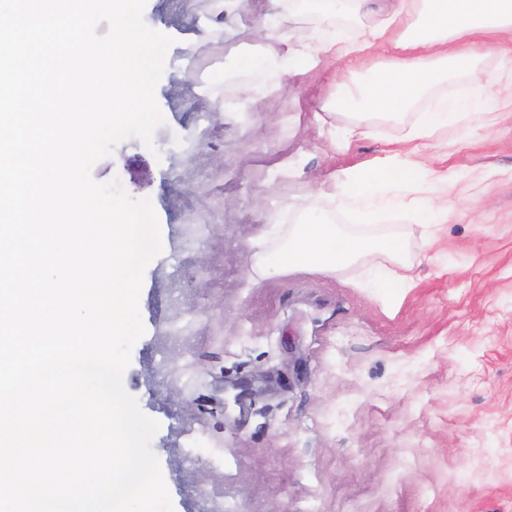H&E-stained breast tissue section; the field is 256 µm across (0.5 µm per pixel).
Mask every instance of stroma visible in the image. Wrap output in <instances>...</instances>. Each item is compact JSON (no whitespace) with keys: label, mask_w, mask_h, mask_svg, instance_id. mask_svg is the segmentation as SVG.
I'll list each match as a JSON object with an SVG mask.
<instances>
[{"label":"stroma","mask_w":512,"mask_h":512,"mask_svg":"<svg viewBox=\"0 0 512 512\" xmlns=\"http://www.w3.org/2000/svg\"><path fill=\"white\" fill-rule=\"evenodd\" d=\"M259 0H146L173 39L144 145L118 143L91 169L156 213L162 252L145 268L126 390L156 420L151 442L173 512H512V119L432 147L461 175V205L424 249L425 225L378 231L407 246L414 288L383 304L353 264L333 278L260 275L301 215L290 203L332 171L378 155L403 123L332 150V71L288 79L270 113L232 106L262 76L242 67V24ZM289 177L273 179L280 162ZM257 379L224 412L211 377ZM204 444L187 456V436Z\"/></svg>","instance_id":"stroma-1"}]
</instances>
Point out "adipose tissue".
<instances>
[{"label":"adipose tissue","mask_w":512,"mask_h":512,"mask_svg":"<svg viewBox=\"0 0 512 512\" xmlns=\"http://www.w3.org/2000/svg\"><path fill=\"white\" fill-rule=\"evenodd\" d=\"M374 0H321L323 22L303 35L288 33V13H301L309 0H288L287 12H262L253 21L252 36L239 45V59L260 69L266 97H275L288 77L313 70L367 65L364 82L344 85L329 101L345 111L352 122L329 135L332 148H348L352 139L367 137L368 120L377 114L397 116L410 108L451 73L462 70L480 89L477 97L436 100L418 121L405 128L383 154L359 166L332 173L340 206L360 220L381 212H401L424 218L432 227L429 242H436V227L447 223L458 198L456 181L433 161L418 155L417 146L435 142L461 119L501 112L496 98L486 95L488 78L477 68L485 49H494L512 62V0H389L374 7ZM374 13L373 22L355 31L338 25V18ZM305 219L296 225L264 265L267 274L283 276L311 271L332 277L359 259L370 260L367 287L382 289L390 305L413 280L377 263L380 255L400 263L403 244L394 238L358 233L332 224L296 203Z\"/></svg>","instance_id":"obj_1"}]
</instances>
